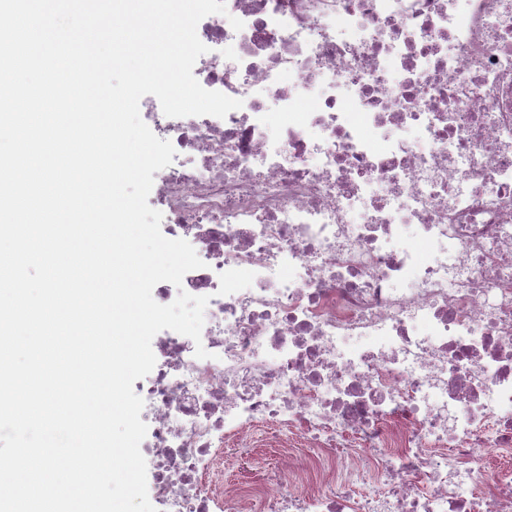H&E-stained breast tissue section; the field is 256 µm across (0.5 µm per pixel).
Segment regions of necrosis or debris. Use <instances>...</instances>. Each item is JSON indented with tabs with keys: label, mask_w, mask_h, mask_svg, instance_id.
Returning a JSON list of instances; mask_svg holds the SVG:
<instances>
[{
	"label": "necrosis or debris",
	"mask_w": 512,
	"mask_h": 512,
	"mask_svg": "<svg viewBox=\"0 0 512 512\" xmlns=\"http://www.w3.org/2000/svg\"><path fill=\"white\" fill-rule=\"evenodd\" d=\"M226 7L193 74L242 107L146 115L204 263L156 299H209L137 387L155 501L512 512V0ZM261 446L278 464L225 486V449Z\"/></svg>",
	"instance_id": "1"
}]
</instances>
